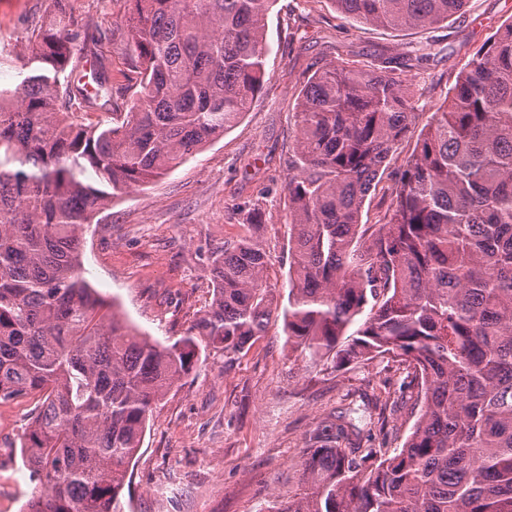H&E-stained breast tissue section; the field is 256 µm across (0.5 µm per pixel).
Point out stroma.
Wrapping results in <instances>:
<instances>
[{
    "label": "stroma",
    "mask_w": 512,
    "mask_h": 512,
    "mask_svg": "<svg viewBox=\"0 0 512 512\" xmlns=\"http://www.w3.org/2000/svg\"><path fill=\"white\" fill-rule=\"evenodd\" d=\"M90 22L92 37L77 67L99 57L110 83L128 57L120 34L128 0H69ZM50 0H0V72L18 83L11 61L23 50L31 21ZM512 0H468L437 29L391 30L352 23L330 0H275L268 14L267 81L249 112L166 176L122 195L91 225L83 274L120 305L142 333L159 341L186 334L212 299L207 258L243 233L241 210L259 202L269 254L268 282L286 305L289 268L288 146L295 103L316 66L347 61L381 66L433 45L434 60L407 72L420 122L443 103L459 70L502 23ZM201 360L157 405L128 473L125 512H277L299 489L298 462L330 412L349 406L364 444L380 442L378 420L365 411L372 391H402L389 425L410 428L418 410L416 382L402 362L375 359L319 371L288 350L282 315L234 359L200 348ZM17 414L0 439V512H20L34 483L24 467Z\"/></svg>",
    "instance_id": "35a3bbf8"
}]
</instances>
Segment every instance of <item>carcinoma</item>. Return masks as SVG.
Returning a JSON list of instances; mask_svg holds the SVG:
<instances>
[{"instance_id": "obj_1", "label": "carcinoma", "mask_w": 512, "mask_h": 512, "mask_svg": "<svg viewBox=\"0 0 512 512\" xmlns=\"http://www.w3.org/2000/svg\"><path fill=\"white\" fill-rule=\"evenodd\" d=\"M128 2L125 84L106 86L100 61L95 93L68 80L87 23L51 0L20 82L0 89V404L36 400L21 454L41 486L24 512H124L154 407L200 343L231 360L277 310L256 205L248 233L211 253L212 300L171 344L82 275L85 226L223 136L266 82L274 0ZM331 2L355 23L431 29L467 0ZM93 106L112 121L86 122ZM295 109L288 346L321 371L405 362L421 406L406 437L393 429L378 446L346 412L327 415L303 450L301 492L277 512H512V21L392 171L377 224L362 207L419 117L408 83L391 66L325 63Z\"/></svg>"}]
</instances>
